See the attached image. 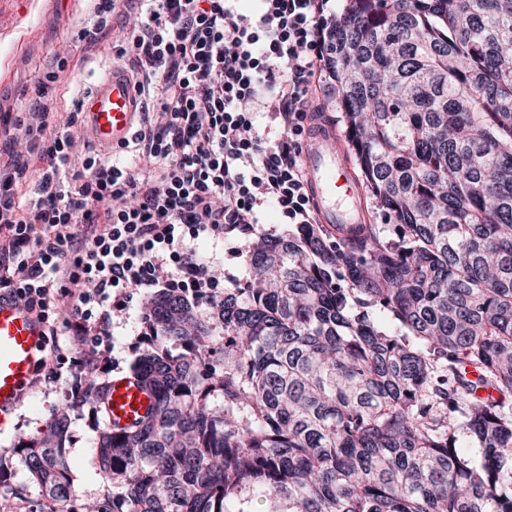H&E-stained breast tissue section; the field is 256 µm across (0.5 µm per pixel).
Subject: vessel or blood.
Wrapping results in <instances>:
<instances>
[{
	"instance_id": "obj_1",
	"label": "vessel or blood",
	"mask_w": 512,
	"mask_h": 512,
	"mask_svg": "<svg viewBox=\"0 0 512 512\" xmlns=\"http://www.w3.org/2000/svg\"><path fill=\"white\" fill-rule=\"evenodd\" d=\"M95 137L106 145L127 142L136 130L140 109L133 80L114 67L92 89L85 104ZM312 145L303 163L321 223L364 224L369 220L359 182L335 128L315 122ZM47 358L43 324L23 305L0 297V435L11 428ZM150 405L148 395L129 376L112 379L99 408L108 424L133 425Z\"/></svg>"
}]
</instances>
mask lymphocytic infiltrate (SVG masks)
Listing matches in <instances>:
<instances>
[{
  "mask_svg": "<svg viewBox=\"0 0 512 512\" xmlns=\"http://www.w3.org/2000/svg\"><path fill=\"white\" fill-rule=\"evenodd\" d=\"M76 0L78 39L92 56L106 15L132 19L121 55L138 95L153 97L125 147L129 167L83 152L75 117L60 119L49 72L6 144L0 169V295L46 326L45 378L60 379L59 335L92 346L82 366L107 372L111 314L135 288L206 305L224 293L200 262L203 239L254 234L277 206L286 223L318 217L301 155L312 103L332 83L328 34L336 0ZM38 179L27 185L26 174Z\"/></svg>",
  "mask_w": 512,
  "mask_h": 512,
  "instance_id": "1",
  "label": "lymphocytic infiltrate"
}]
</instances>
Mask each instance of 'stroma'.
<instances>
[{
  "label": "stroma",
  "mask_w": 512,
  "mask_h": 512,
  "mask_svg": "<svg viewBox=\"0 0 512 512\" xmlns=\"http://www.w3.org/2000/svg\"><path fill=\"white\" fill-rule=\"evenodd\" d=\"M77 32L73 0H0V113H10L15 119L21 117L38 83L45 81L48 72L60 64L54 56L59 42L76 39ZM117 51L118 35L113 32L106 37L104 50L91 58H83L77 50L61 62L66 71L75 75L72 90L56 91L62 113H74L79 123H86L87 115L81 103L93 84L111 65L124 68L129 65ZM147 297V291L136 290L127 310L112 323V356L118 373H130L136 361L127 346L139 327ZM59 343L63 352L72 355L71 361L62 367L61 378L35 385L30 401L14 415L8 438L0 440V449L6 450L13 461L10 478L0 482V512H28L38 499L39 489L17 460L16 448L21 439L43 436L52 416L64 407L69 410L65 448L73 463L75 486L89 500L98 499L106 491L92 450L99 427L87 422L81 410L70 405V388L79 372L74 360L83 356L86 349L74 345L66 336L60 337Z\"/></svg>",
  "instance_id": "35a3bbf8"
}]
</instances>
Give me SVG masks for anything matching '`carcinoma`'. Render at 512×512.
<instances>
[{
    "label": "carcinoma",
    "instance_id": "cac0c4a2",
    "mask_svg": "<svg viewBox=\"0 0 512 512\" xmlns=\"http://www.w3.org/2000/svg\"><path fill=\"white\" fill-rule=\"evenodd\" d=\"M508 47L512 0H350L330 66L395 237L301 224L246 244L247 278L208 306L153 296L132 370L153 405L99 430L93 512H512ZM49 429L17 448L33 512H84L67 412Z\"/></svg>",
    "mask_w": 512,
    "mask_h": 512
}]
</instances>
